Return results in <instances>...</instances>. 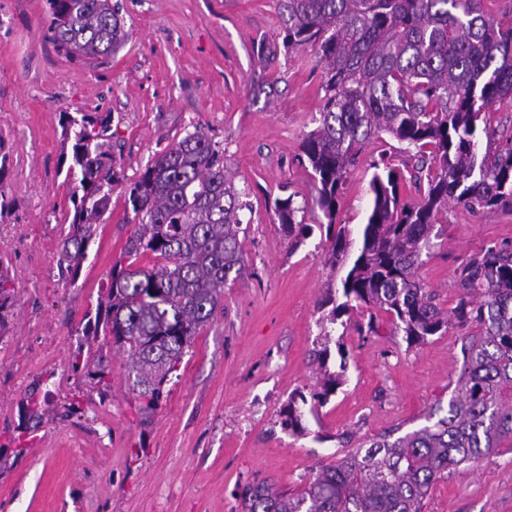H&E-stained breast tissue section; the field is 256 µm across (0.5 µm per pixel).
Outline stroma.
I'll return each mask as SVG.
<instances>
[{
    "mask_svg": "<svg viewBox=\"0 0 512 512\" xmlns=\"http://www.w3.org/2000/svg\"><path fill=\"white\" fill-rule=\"evenodd\" d=\"M126 45L91 66L59 53L46 0H0V264L14 305L0 329V512H239L238 487L269 481L297 491L340 454L426 425L462 367L463 330L408 344L385 313L362 337L360 310L325 320L346 266L326 262L321 231L293 242L274 211L292 197L305 223L318 210L301 141L315 128L324 69L312 48H286L279 0H117ZM110 114L112 154L126 182L185 132L224 148V166L248 209L239 234L246 273L228 282L211 322L191 342L143 412L125 354L83 330L135 229L123 196L98 228L75 284L56 261L72 205V153L62 113ZM383 143L371 145L339 195L337 222L358 237ZM446 236L418 276L442 311L454 307L456 270L492 242H512V211L449 207ZM344 355V382L307 417L306 433L280 425L292 395L310 394V354L325 332ZM102 355L104 381L73 372L77 355ZM41 404L23 433L29 398ZM425 512H512V440L439 480Z\"/></svg>",
    "mask_w": 512,
    "mask_h": 512,
    "instance_id": "stroma-1",
    "label": "stroma"
}]
</instances>
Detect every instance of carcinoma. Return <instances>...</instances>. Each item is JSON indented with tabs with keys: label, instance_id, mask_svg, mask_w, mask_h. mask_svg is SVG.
I'll list each match as a JSON object with an SVG mask.
<instances>
[{
	"label": "carcinoma",
	"instance_id": "cac0c4a2",
	"mask_svg": "<svg viewBox=\"0 0 512 512\" xmlns=\"http://www.w3.org/2000/svg\"><path fill=\"white\" fill-rule=\"evenodd\" d=\"M47 30L69 58L95 63L116 55L128 32L112 0H47ZM283 42L310 46L324 68L317 126L301 142L313 171L315 204L330 242L328 261L349 256L346 227H336L339 194L366 149L388 136L416 150V200L402 198V172L385 153L372 162L370 205L355 258L341 280L345 301L371 310L359 333H378L383 311L410 344L456 325L470 330L446 415L397 438L336 458L297 492L263 482L246 485L241 512H424L433 485L448 469L466 468L512 439V245L494 244L456 271L458 297L443 315L418 278L423 257L444 233L439 217L454 203L469 211L512 210V138L480 151L477 122L512 101V19L482 0H281ZM73 135L66 172L73 217L62 240L59 278L75 282L97 224L123 194L138 220L99 301L94 327L129 358L132 391L144 408L158 406L191 340L209 324L224 285L247 267L241 200L224 169V148L202 129L155 152L138 179L124 184L112 156L110 116L62 113ZM293 197L275 213L288 236L305 238ZM0 266V328L13 306ZM330 350L312 352L320 389L291 397L281 425L303 433L342 375L329 370ZM309 409H304V406Z\"/></svg>",
	"mask_w": 512,
	"mask_h": 512
}]
</instances>
